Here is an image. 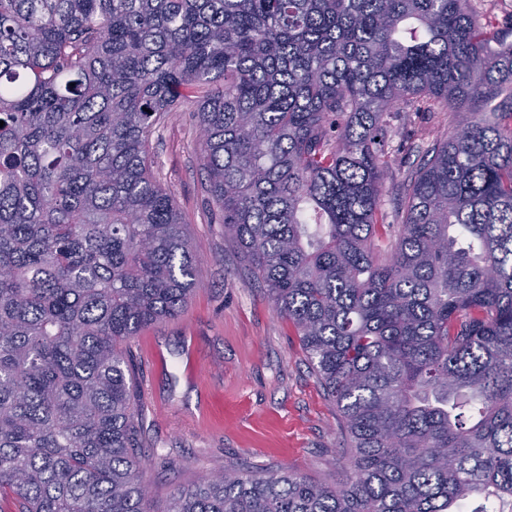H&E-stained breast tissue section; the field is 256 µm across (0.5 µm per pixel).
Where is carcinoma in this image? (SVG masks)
I'll return each instance as SVG.
<instances>
[{
  "label": "carcinoma",
  "instance_id": "carcinoma-1",
  "mask_svg": "<svg viewBox=\"0 0 512 512\" xmlns=\"http://www.w3.org/2000/svg\"><path fill=\"white\" fill-rule=\"evenodd\" d=\"M470 0H0V512H512V41ZM190 101L224 233L336 405L346 479L162 507L129 343L199 260L150 136ZM449 112L386 222L391 121Z\"/></svg>",
  "mask_w": 512,
  "mask_h": 512
}]
</instances>
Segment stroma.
<instances>
[{
    "label": "stroma",
    "mask_w": 512,
    "mask_h": 512,
    "mask_svg": "<svg viewBox=\"0 0 512 512\" xmlns=\"http://www.w3.org/2000/svg\"><path fill=\"white\" fill-rule=\"evenodd\" d=\"M448 129L443 112L394 127L387 186L397 191L418 157ZM198 128L187 106L170 112L150 141L157 178L176 195L200 258L202 285L176 318L145 329L130 347L142 380L145 479L158 499L227 465L289 468L335 483L336 408L312 374L300 340L278 316L207 202Z\"/></svg>",
    "instance_id": "35a3bbf8"
}]
</instances>
